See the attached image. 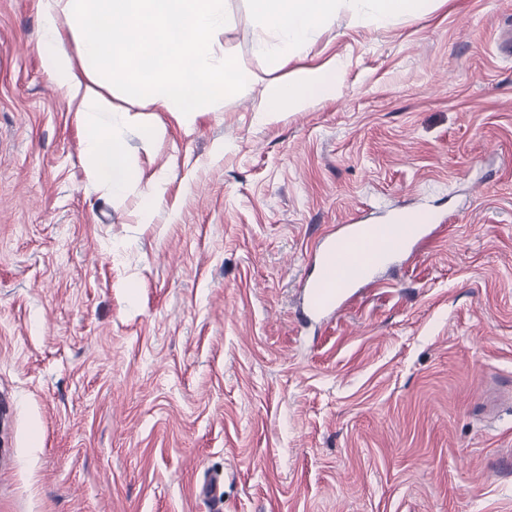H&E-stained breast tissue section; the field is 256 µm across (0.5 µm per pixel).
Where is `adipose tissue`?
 Listing matches in <instances>:
<instances>
[{"instance_id":"1","label":"adipose tissue","mask_w":512,"mask_h":512,"mask_svg":"<svg viewBox=\"0 0 512 512\" xmlns=\"http://www.w3.org/2000/svg\"><path fill=\"white\" fill-rule=\"evenodd\" d=\"M433 0H253L271 65L288 63L326 29L340 5L355 9L361 21L378 27L418 16ZM45 31L43 65L55 75L87 134L83 142L86 179L122 199L138 174L113 127L143 130L142 148L153 151L169 134L164 123H145L139 111L115 112L110 91L120 83L155 109L171 113L191 128L199 110L223 98L228 89L257 83L255 73L225 58L215 46L224 33V0H40ZM81 52L78 62L55 48L59 21ZM345 75L342 62L304 67L287 82L265 91L262 118L284 110L301 112L312 102L335 98Z\"/></svg>"}]
</instances>
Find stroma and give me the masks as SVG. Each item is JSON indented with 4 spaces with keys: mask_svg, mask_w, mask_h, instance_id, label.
Instances as JSON below:
<instances>
[{
    "mask_svg": "<svg viewBox=\"0 0 512 512\" xmlns=\"http://www.w3.org/2000/svg\"><path fill=\"white\" fill-rule=\"evenodd\" d=\"M218 54L264 86L346 64L256 120L229 91L152 153V212L84 173L39 0H0V512H512V0L384 28L339 8L269 68L251 0ZM430 214L419 254L302 328L322 237ZM344 75L343 63L335 60L301 68L287 82L266 89L264 104L258 112H261L263 119H270L286 108L301 112L314 101L333 99L343 83Z\"/></svg>",
    "mask_w": 512,
    "mask_h": 512,
    "instance_id": "stroma-1",
    "label": "stroma"
}]
</instances>
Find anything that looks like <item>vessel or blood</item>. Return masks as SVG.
Returning <instances> with one entry per match:
<instances>
[{
    "label": "vessel or blood",
    "instance_id": "1",
    "mask_svg": "<svg viewBox=\"0 0 512 512\" xmlns=\"http://www.w3.org/2000/svg\"><path fill=\"white\" fill-rule=\"evenodd\" d=\"M429 236V227L416 225L414 232L399 233L390 248L380 247L366 235L362 225H339L335 236L323 238L318 249L321 274L304 289L303 308L307 319H322L339 312L354 289L371 283L378 269L415 250Z\"/></svg>",
    "mask_w": 512,
    "mask_h": 512
}]
</instances>
